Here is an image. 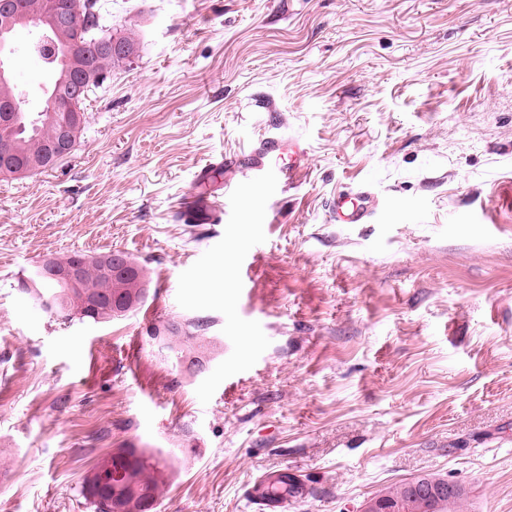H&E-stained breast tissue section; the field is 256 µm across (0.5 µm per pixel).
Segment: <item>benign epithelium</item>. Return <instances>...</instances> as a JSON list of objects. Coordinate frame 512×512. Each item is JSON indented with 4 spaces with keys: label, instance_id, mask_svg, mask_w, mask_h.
Listing matches in <instances>:
<instances>
[{
    "label": "benign epithelium",
    "instance_id": "1",
    "mask_svg": "<svg viewBox=\"0 0 512 512\" xmlns=\"http://www.w3.org/2000/svg\"><path fill=\"white\" fill-rule=\"evenodd\" d=\"M52 11L33 21L27 0H0V85L5 86L12 81L10 57L12 38L16 29L36 25L35 33L30 42L31 50L40 59L51 66L55 61L67 59L69 43L61 34L73 28L75 17L82 13L83 0H53ZM96 57L115 58L123 63L128 61L136 51V47L122 38L105 36L90 47ZM99 77L92 64L72 62L70 72L65 74L55 88L52 96L53 106L51 118L55 122V133L35 155L23 160L17 159L14 152H0V175L17 178L27 177L54 166L59 160L68 156L79 138L85 124L83 103L86 98V85ZM25 111L24 99L18 96L0 100V129H10L20 122ZM90 266L99 268L107 281L118 278H130L138 275L137 264L120 251L90 256L73 253L69 261L60 265L54 256L46 255L40 262L43 276L58 281L68 288L80 286L85 270ZM112 306V314L121 316L129 301L122 293L108 288L101 296L92 297L86 303L88 310L93 311L101 301ZM171 324L158 325L149 323L145 327V341L164 349L166 332ZM208 364L192 353H184L179 362V371L185 377H195L205 371ZM139 460L134 448H114L105 457L102 466H128ZM100 469H92L86 475L85 492L91 499H107L113 512H120L122 504L119 498L110 494L111 487L99 480ZM408 494L421 501L427 512H438L443 501L450 494L459 491V486L444 476L419 477L407 486ZM359 512H398V506L379 496L364 501Z\"/></svg>",
    "mask_w": 512,
    "mask_h": 512
}]
</instances>
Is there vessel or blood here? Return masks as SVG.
<instances>
[{
    "instance_id": "1",
    "label": "vessel or blood",
    "mask_w": 512,
    "mask_h": 512,
    "mask_svg": "<svg viewBox=\"0 0 512 512\" xmlns=\"http://www.w3.org/2000/svg\"><path fill=\"white\" fill-rule=\"evenodd\" d=\"M305 149L291 138L269 136L258 142L248 157L220 156L218 163L252 173L255 181L265 186L289 188L296 184L299 166L297 161L304 157ZM330 218L339 224L369 223L376 208L375 197L367 191H344L331 195L326 203ZM220 207L213 202L196 198L184 204L183 221L193 223L201 220L215 221Z\"/></svg>"
}]
</instances>
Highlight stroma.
I'll return each mask as SVG.
<instances>
[{"label":"stroma","instance_id":"stroma-1","mask_svg":"<svg viewBox=\"0 0 512 512\" xmlns=\"http://www.w3.org/2000/svg\"><path fill=\"white\" fill-rule=\"evenodd\" d=\"M99 2L134 58L69 156L0 177V512H93L83 476L128 446L174 471L156 512H260L278 472L310 492L277 512H357L425 473L462 512H512V0ZM29 39L12 71L39 112ZM269 134L307 148L293 188L196 182ZM349 187L370 223H330ZM219 194L221 223L180 222ZM113 250L150 278L125 319L17 289L44 255ZM188 317L221 344L190 379L142 333Z\"/></svg>","mask_w":512,"mask_h":512}]
</instances>
